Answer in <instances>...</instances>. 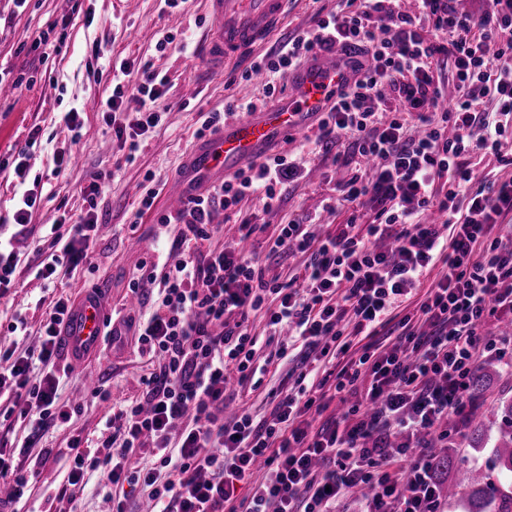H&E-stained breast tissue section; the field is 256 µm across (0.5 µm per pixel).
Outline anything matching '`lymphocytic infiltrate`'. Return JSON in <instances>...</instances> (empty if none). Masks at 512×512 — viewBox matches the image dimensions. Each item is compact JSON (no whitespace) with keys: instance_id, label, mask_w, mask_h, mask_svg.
<instances>
[{"instance_id":"obj_1","label":"lymphocytic infiltrate","mask_w":512,"mask_h":512,"mask_svg":"<svg viewBox=\"0 0 512 512\" xmlns=\"http://www.w3.org/2000/svg\"><path fill=\"white\" fill-rule=\"evenodd\" d=\"M418 0L419 15L389 0H340L311 29L256 59L266 96L320 51L372 56L374 64L342 88L318 121L319 144L349 145L369 174L354 173L342 199H368L374 217L359 230L352 212L338 233L317 235L308 219L281 225L270 253L305 258L288 283L266 278L255 252L236 242L214 246L215 206L234 210L254 195L278 207L295 163L275 155L237 171L162 216L181 230L130 291L150 300L147 317H127L140 356L154 368L143 390L106 420L105 452H76L67 483L103 474L112 512H126L128 490L146 492L153 512H337L360 488L362 512H445L433 457L423 438L444 419L467 420L470 387L486 355L512 358V178L479 176L472 155H500L512 136V0ZM458 95L444 105L441 71ZM167 81L144 70L134 91L141 108L127 125L131 148L156 128ZM492 95L495 111L479 107ZM389 121H382L383 113ZM98 234L94 212L47 228L35 276L88 263ZM423 299L409 314L400 309ZM53 299L37 346L0 351V428L24 424L18 445L0 439V479L20 500L35 480L21 455L71 417L58 395L56 360L72 312ZM265 310L280 342L275 358L297 350L294 388L270 389L273 408L225 416L230 379L258 389L273 358H260L249 317ZM344 409L330 413L332 401ZM262 480H254L256 468Z\"/></svg>"}]
</instances>
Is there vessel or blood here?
<instances>
[{"instance_id":"vessel-or-blood-1","label":"vessel or blood","mask_w":512,"mask_h":512,"mask_svg":"<svg viewBox=\"0 0 512 512\" xmlns=\"http://www.w3.org/2000/svg\"><path fill=\"white\" fill-rule=\"evenodd\" d=\"M205 6L211 27L204 55L212 70L220 72L269 41L282 23L288 0H205ZM354 79L332 53L291 71V94L285 102L245 113L195 143L183 160L178 197H186L189 187L220 183L242 167L260 162L272 141L307 132L313 119L331 105V92ZM106 320L99 293L86 295L77 305L64 330L73 364H81L88 353L99 349Z\"/></svg>"}]
</instances>
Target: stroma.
I'll return each mask as SVG.
<instances>
[{
	"instance_id": "obj_1",
	"label": "stroma",
	"mask_w": 512,
	"mask_h": 512,
	"mask_svg": "<svg viewBox=\"0 0 512 512\" xmlns=\"http://www.w3.org/2000/svg\"><path fill=\"white\" fill-rule=\"evenodd\" d=\"M338 0H290L287 14L275 41H282L312 24L321 10L334 11ZM210 20L204 0H177L167 7L164 0H29L17 7L14 0H0V66L24 80L0 94V239L11 240L21 261L16 272L17 288L0 298V349L24 351L37 343V330L51 301V292L42 290L29 273L46 249L40 227L59 220L74 222L87 210H94L100 224L87 266L60 276L57 287L78 300L84 292L97 289L108 301L107 311L122 335L111 347L97 352L83 366L68 368L59 392L62 400L76 405L68 423L50 429L39 442L48 456L23 457L25 467L36 470L35 488L22 500L20 512H109L105 481L100 474L87 476L86 486L74 499L61 497L73 452V431H80L84 449L93 451L103 440V424L113 405L136 399L141 379L151 366L133 347L130 332L122 319L128 316V285L138 276L142 261L164 251L178 235L179 225L160 224L171 211L163 196L152 209L139 213V196L147 182L169 189L178 181L181 163L197 139V114L223 110L227 103L255 102L266 108L283 102L285 93L266 98L263 86L245 78L249 60H242L221 76L209 73L203 43ZM174 34L162 44L164 34ZM47 36L54 49L43 53L34 42ZM100 56H93V49ZM162 71L168 78L165 95L156 107L160 124L140 137L137 150L116 137L113 120H124L138 111L141 102L132 89L144 68ZM126 94L115 116H108L106 102L116 84ZM78 111L82 124L65 127L62 117ZM277 153L297 154L300 177L292 184L279 208L264 211L254 197L244 198L235 211L216 210L214 222L220 233L215 245L239 236L243 219H253L266 230L252 236L250 246L266 252L267 241L280 225L306 216L320 218L319 232L336 231L346 223L353 207L341 199L339 182L349 179L354 166L335 160V149L302 147L300 140L280 139ZM73 152L72 165L55 173L53 159ZM23 163V177H16L12 160ZM98 183L101 192L95 202H87L85 190ZM36 195L37 204L27 227L10 219L23 193ZM25 321L22 332L11 325ZM488 370L483 390L470 398L480 414L492 416L500 401L512 398V367L494 357L482 359ZM293 358L271 366L261 387L250 390L230 383L226 394L243 401L254 415H269L272 406L267 392L280 384H293ZM107 388L112 397L102 403L91 396L93 385Z\"/></svg>"
}]
</instances>
